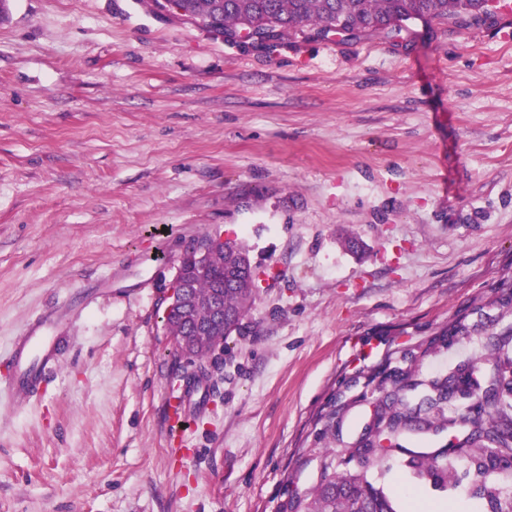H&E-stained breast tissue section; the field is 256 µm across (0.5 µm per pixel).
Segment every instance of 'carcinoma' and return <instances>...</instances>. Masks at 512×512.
<instances>
[{
  "instance_id": "carcinoma-1",
  "label": "carcinoma",
  "mask_w": 512,
  "mask_h": 512,
  "mask_svg": "<svg viewBox=\"0 0 512 512\" xmlns=\"http://www.w3.org/2000/svg\"><path fill=\"white\" fill-rule=\"evenodd\" d=\"M184 14L210 33L239 36L251 29L256 40L273 41L292 31L317 35L341 26L354 37L387 33L406 22L455 19L466 24L494 11L487 0H179ZM249 255L242 242H225L224 253L210 257L209 274L193 280L192 294L204 298L216 292L224 300V328L205 336L193 356L202 359L223 342L247 314L258 284L248 271L228 262L232 255ZM475 330L459 321L437 333L433 342L446 347ZM498 353L485 359L488 370L473 361L457 364L445 375L426 381L417 370L379 372L370 377L382 400L376 413L377 439L361 438L341 449L346 468L336 470V452L319 454L321 478L310 490L282 501L278 512H399L395 499L368 479L362 467L395 451L404 466L434 490L456 480L459 463L475 476L469 494L483 512H512V329L503 333ZM455 416L445 415L448 406ZM464 432L448 447L426 451L432 432L441 426ZM361 465L349 468L351 462Z\"/></svg>"
}]
</instances>
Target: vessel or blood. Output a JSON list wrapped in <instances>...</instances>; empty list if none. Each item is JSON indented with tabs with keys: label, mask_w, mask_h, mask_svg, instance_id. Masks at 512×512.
<instances>
[{
	"label": "vessel or blood",
	"mask_w": 512,
	"mask_h": 512,
	"mask_svg": "<svg viewBox=\"0 0 512 512\" xmlns=\"http://www.w3.org/2000/svg\"><path fill=\"white\" fill-rule=\"evenodd\" d=\"M66 340L63 323L49 315L32 324L27 335L14 342L8 358L14 370L11 389L16 403L26 402L41 386L56 366Z\"/></svg>",
	"instance_id": "obj_1"
}]
</instances>
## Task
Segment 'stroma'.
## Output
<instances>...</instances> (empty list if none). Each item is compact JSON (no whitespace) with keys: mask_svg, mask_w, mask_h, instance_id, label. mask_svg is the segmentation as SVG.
<instances>
[{"mask_svg":"<svg viewBox=\"0 0 512 512\" xmlns=\"http://www.w3.org/2000/svg\"><path fill=\"white\" fill-rule=\"evenodd\" d=\"M287 42L150 0H11L0 351L49 314L71 340L22 406L0 360V512H277L318 482L315 449L354 445L371 374L483 360L512 326V27ZM215 232L277 275L197 382L165 307ZM461 319L479 336L420 357ZM366 474L481 512L469 478L432 490L398 454Z\"/></svg>","mask_w":512,"mask_h":512,"instance_id":"stroma-1","label":"stroma"}]
</instances>
